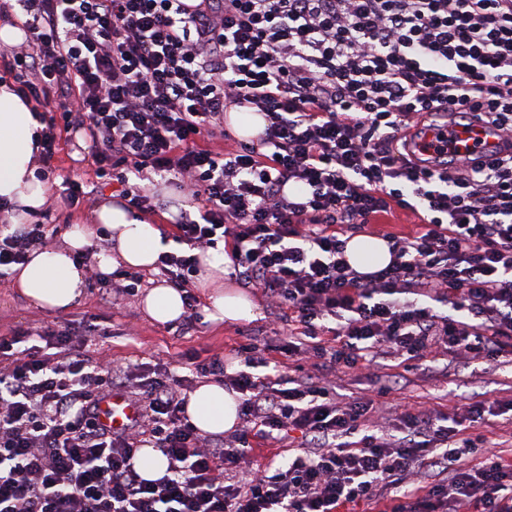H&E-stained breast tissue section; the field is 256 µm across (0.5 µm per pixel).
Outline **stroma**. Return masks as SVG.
I'll return each mask as SVG.
<instances>
[{
	"instance_id": "obj_1",
	"label": "stroma",
	"mask_w": 512,
	"mask_h": 512,
	"mask_svg": "<svg viewBox=\"0 0 512 512\" xmlns=\"http://www.w3.org/2000/svg\"><path fill=\"white\" fill-rule=\"evenodd\" d=\"M57 141L56 170L50 175L51 185H60L67 176L80 175L85 197L71 208L51 210L46 222L55 232L56 240H63L71 225L81 223L94 227L97 208L108 199L121 197L113 185L111 173L96 176L95 167L88 160L80 135L67 129L62 116L54 118ZM139 296L108 297L105 289L86 284L85 291L73 308L66 312L44 311L31 307L17 292L12 279L0 282V329L38 330L45 326L56 329L68 325L92 324L96 332L92 338L95 350L134 362L161 360L187 367L202 363L213 354L224 358L225 367H233L237 358L230 352L232 345L245 337L257 338L260 345L277 348L283 343L280 331L282 313L268 305L264 297L256 302L261 312L254 320L236 323H213L199 320L194 329L183 330L181 323L156 325L143 317L139 310ZM393 386L395 402H466L492 391L499 396L512 395V362L491 361L478 366L443 361L425 363L417 369L389 378L384 368L375 366L360 376H347L337 385L345 400H352L382 385Z\"/></svg>"
}]
</instances>
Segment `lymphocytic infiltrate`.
<instances>
[{
  "mask_svg": "<svg viewBox=\"0 0 512 512\" xmlns=\"http://www.w3.org/2000/svg\"><path fill=\"white\" fill-rule=\"evenodd\" d=\"M14 10L23 95L85 134L130 208L163 210L153 176L182 192L183 249L157 268L187 327L195 251L223 247L283 312L299 373L252 338L234 374L201 364L242 396L218 444L186 414L190 377L92 357L75 329L28 348L1 333L0 512H512V449L488 435L512 397L404 409L399 438L376 425L390 387L336 392L379 358L512 359V0H0ZM235 107L265 127L229 149ZM475 127L482 149L462 152ZM395 206L416 231L356 272L341 231ZM52 243L42 224L0 233V278ZM114 397L138 409L119 429L100 420ZM145 447L167 459L159 479L135 468Z\"/></svg>",
  "mask_w": 512,
  "mask_h": 512,
  "instance_id": "lymphocytic-infiltrate-1",
  "label": "lymphocytic infiltrate"
}]
</instances>
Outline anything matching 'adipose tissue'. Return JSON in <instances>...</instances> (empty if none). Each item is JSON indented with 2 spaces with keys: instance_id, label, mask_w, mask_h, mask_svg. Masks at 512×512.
I'll list each match as a JSON object with an SVG mask.
<instances>
[{
  "instance_id": "obj_1",
  "label": "adipose tissue",
  "mask_w": 512,
  "mask_h": 512,
  "mask_svg": "<svg viewBox=\"0 0 512 512\" xmlns=\"http://www.w3.org/2000/svg\"><path fill=\"white\" fill-rule=\"evenodd\" d=\"M35 105L0 82V204L10 205L12 223L40 213L50 193L49 184L38 180L36 135L41 124L34 116ZM97 223L109 232V248L97 253L101 271L114 266L153 270L160 253L173 250V243L162 240L160 229L151 222L132 217L122 204L107 201L95 213ZM92 234L81 224L71 227L63 245L33 250L28 261L18 266L15 284L33 306L50 311L68 310L84 291L85 275L74 261V254L91 245ZM346 257L361 273L384 268L390 261L384 240L355 236L348 240ZM223 253L208 250L201 256L198 286L207 298L205 311L215 322H237L256 318L259 309L243 289L224 284ZM141 308L146 317L165 325L184 318L185 305L180 291L159 282L147 288ZM239 397L222 384L205 382L188 397L186 413L200 432L220 434L235 429L239 417Z\"/></svg>"
}]
</instances>
